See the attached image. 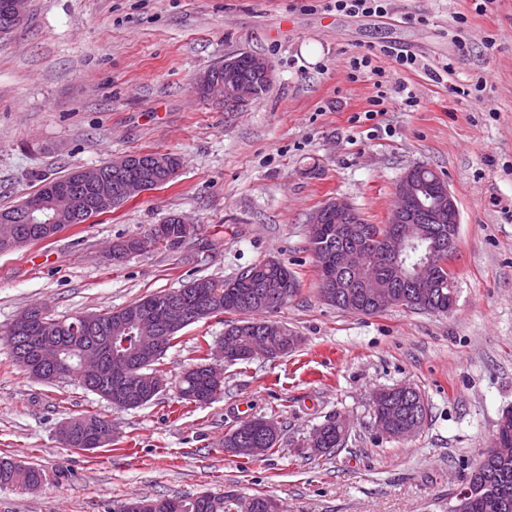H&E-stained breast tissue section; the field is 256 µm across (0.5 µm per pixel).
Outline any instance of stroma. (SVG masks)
Listing matches in <instances>:
<instances>
[{
	"mask_svg": "<svg viewBox=\"0 0 512 512\" xmlns=\"http://www.w3.org/2000/svg\"><path fill=\"white\" fill-rule=\"evenodd\" d=\"M309 2L31 0L25 23L0 39V208L128 154L182 160L167 185L0 253V453L46 475L35 493L0 488V512H111L132 496L228 490L273 494L286 512H448L512 408V0L482 15L473 0H393L382 18ZM384 46L417 56L419 69L400 79L420 104L397 97L366 121L375 89L351 79L346 60L373 52L390 67ZM241 49L270 62L269 92L235 112L199 99L196 77ZM446 61L453 72L432 79ZM480 76L483 101L457 96ZM416 165L437 171L458 207L455 306L363 315L327 305L311 215L342 198L368 223H387ZM174 215L194 225L185 247L112 263L114 243ZM272 257L298 281L275 318L299 343L225 366L224 389L207 403L181 401L174 384L198 341L223 336L220 317L181 331L158 365L165 391L135 409L71 377L33 380L11 361L4 335L30 304L59 320L99 314L197 277L229 281ZM397 385L428 403L422 430L405 440L373 426L375 393ZM87 412L111 420L110 444L61 446V423ZM259 417L280 427L270 454L218 452L229 429ZM333 417L348 420L346 443L307 454L303 440Z\"/></svg>",
	"mask_w": 512,
	"mask_h": 512,
	"instance_id": "obj_1",
	"label": "stroma"
}]
</instances>
